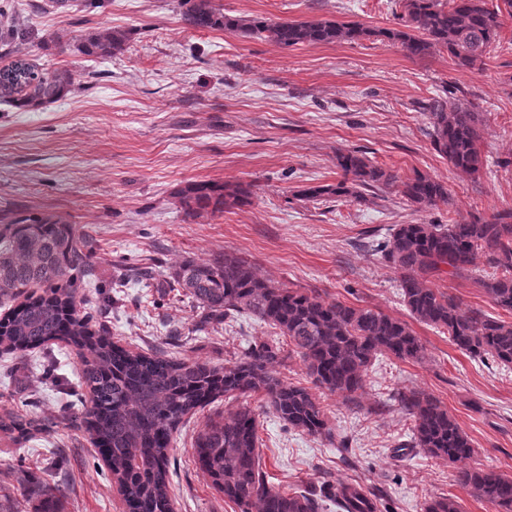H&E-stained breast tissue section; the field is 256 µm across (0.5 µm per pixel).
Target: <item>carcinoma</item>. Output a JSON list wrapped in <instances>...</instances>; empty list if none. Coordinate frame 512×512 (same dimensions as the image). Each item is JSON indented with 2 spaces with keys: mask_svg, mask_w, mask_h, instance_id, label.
<instances>
[{
  "mask_svg": "<svg viewBox=\"0 0 512 512\" xmlns=\"http://www.w3.org/2000/svg\"><path fill=\"white\" fill-rule=\"evenodd\" d=\"M404 28L373 31L358 22L330 20L272 22L261 17L224 14L216 0H180L182 19L195 29L221 30L264 38L281 47L356 42L382 37L411 56L445 50L465 69L483 64L499 43L500 16H512V0L492 7L487 0H402ZM126 36L98 30L74 46L84 56L112 57ZM76 86L68 68H40L22 60L0 69V102L36 111L63 99ZM435 150L457 170L478 177L483 161L477 149L483 124L474 104L433 99L424 106ZM343 180L310 187L303 196L365 199L380 184L394 185L418 209L449 201L448 188L417 174L404 181L355 151L336 155ZM250 188L239 183L198 181L179 192L188 217L222 213L249 202ZM374 251L398 275V288L415 320L448 334L458 349L474 358L512 365V321L464 310L446 292L427 285L432 277L471 276L478 261L492 269L477 278L486 296L512 315V210L480 215L457 224H397ZM98 261L86 232L77 224L34 214L0 215V295L16 297L35 285L44 294L29 298L0 320V351L18 357L54 340H64L81 355L79 386L89 390L92 406L84 423L92 441L105 450L113 478L131 512H174L169 480L174 435L184 418L223 396L260 393L265 406L289 426L331 437L319 400L306 388L273 376L269 366L278 348L249 344L227 365L187 361L163 352L130 351L114 343L106 326L95 329L81 312L76 288L95 287ZM164 284L191 299L200 323L253 318L288 340L316 387L360 407L368 369L380 357L418 361L423 346L407 323L367 307L315 293L281 288L261 278L244 258L225 253L211 259L189 258L164 276ZM396 400L413 420L409 447L455 463L473 453L468 436L440 400L422 391L400 392ZM39 419L0 414V431L30 436L43 429ZM259 422L249 406L208 418L192 444L196 465L212 488L237 512H378L376 496L357 482L329 480L314 490L281 489L270 484L262 463ZM458 479L498 512H512V477L480 467L466 468ZM423 512H461L449 496L433 498Z\"/></svg>",
  "mask_w": 512,
  "mask_h": 512,
  "instance_id": "cac0c4a2",
  "label": "carcinoma"
}]
</instances>
